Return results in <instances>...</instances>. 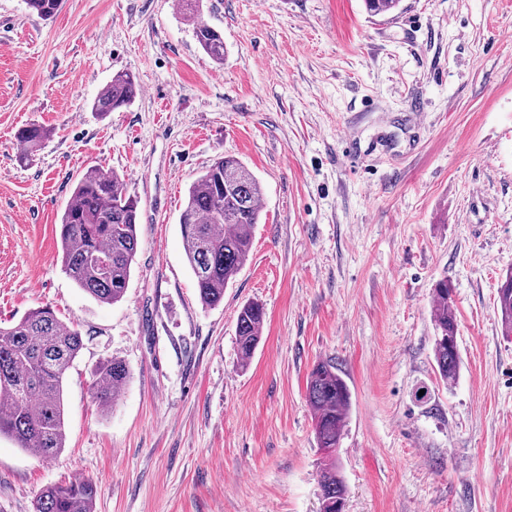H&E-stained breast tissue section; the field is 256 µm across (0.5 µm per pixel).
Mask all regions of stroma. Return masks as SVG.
<instances>
[{
  "mask_svg": "<svg viewBox=\"0 0 512 512\" xmlns=\"http://www.w3.org/2000/svg\"><path fill=\"white\" fill-rule=\"evenodd\" d=\"M215 63L171 0H62L49 20L0 0V327L42 305L79 328L51 461L0 437V512L90 480L95 512H319L325 461L306 399L337 364L351 407L336 457L344 512H512V0H202ZM119 72L140 92L91 110ZM49 131L19 161L18 131ZM257 177L247 265L203 307L179 216L217 158ZM139 201L128 288L100 304L65 273L59 219L80 173ZM448 280L459 378L436 371ZM263 305L241 368L236 317ZM130 379L110 411L105 360ZM195 37L201 48L213 61L220 64L224 61V40L221 35L207 23L202 21L194 27ZM498 304L503 335H512V271L498 288ZM130 371L122 360L112 358L99 364L93 373L92 398L103 409L113 407L125 388Z\"/></svg>",
  "mask_w": 512,
  "mask_h": 512,
  "instance_id": "1",
  "label": "stroma"
}]
</instances>
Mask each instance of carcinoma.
I'll return each mask as SVG.
<instances>
[{
    "label": "carcinoma",
    "instance_id": "1",
    "mask_svg": "<svg viewBox=\"0 0 512 512\" xmlns=\"http://www.w3.org/2000/svg\"><path fill=\"white\" fill-rule=\"evenodd\" d=\"M401 0H364L372 16L397 10ZM40 17L52 18L60 0H28ZM201 48L213 61L224 63V40L208 24L194 27ZM138 92L135 77L117 73L95 98L92 109L107 114L129 105ZM48 131L36 124L19 130L22 154L33 152ZM263 192L253 173L239 159H217L189 187L180 215V232L187 263L200 303L212 307L224 301V288L250 258L254 230L261 223ZM138 201L127 195L123 179L97 168L76 181L60 217L62 263L76 285L101 304L119 302L128 287L138 248ZM503 335H512V272L498 288ZM434 358L440 379L453 384L460 368L457 322L452 288L441 281L434 289ZM265 322L264 307L244 304L237 316L236 344L241 366L249 365ZM83 348L79 329L58 317L47 305L30 310L12 325L0 327V436L17 447L51 458L65 447L64 379ZM130 377L122 360L112 358L93 373L92 398L104 409L113 407ZM307 402L314 434L327 461L317 473L320 512H344L346 484L336 461L346 425L351 393L336 364L319 361L307 380ZM97 486L91 480L44 487L34 512H95Z\"/></svg>",
    "mask_w": 512,
    "mask_h": 512
}]
</instances>
